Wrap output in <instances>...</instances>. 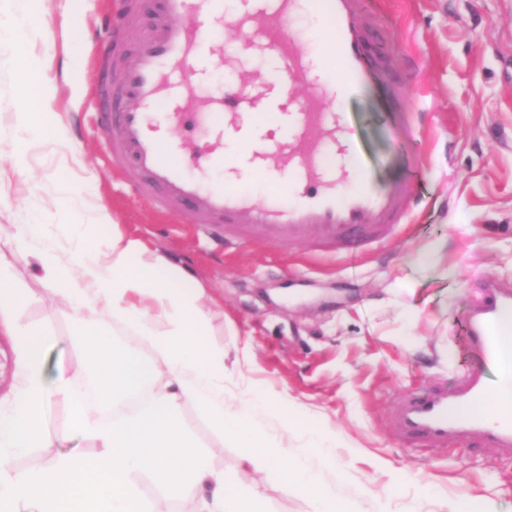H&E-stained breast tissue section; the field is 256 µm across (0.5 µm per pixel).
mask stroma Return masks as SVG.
<instances>
[{
  "label": "stroma",
  "mask_w": 512,
  "mask_h": 512,
  "mask_svg": "<svg viewBox=\"0 0 512 512\" xmlns=\"http://www.w3.org/2000/svg\"><path fill=\"white\" fill-rule=\"evenodd\" d=\"M117 7L118 0H47L51 35L31 37L30 51L55 79L53 106L71 148L63 156L31 149L23 173L9 155L24 85L13 50L0 45V192L11 200L0 206V225L33 218L44 234L65 242L73 224L68 203L80 193L204 281L224 300L210 318L209 343L247 352L224 376L226 406L248 394L272 405L291 403L294 427H281L262 410L255 421L292 457L306 454L308 432L335 433V463L320 465L319 473L335 484L349 512H401L408 503L415 512H448L463 494L512 512V460L468 439L445 447L413 442L394 432L390 416L404 394L455 384L467 358L460 323L479 296L480 280H512V0H375L394 58L414 55L421 69L406 111L381 106L373 90L340 109L375 183L414 176L417 196L409 224L354 259L258 240L227 249L133 193L104 149L98 83L112 72L104 50L109 36L120 32L126 52L136 53L151 5L135 0L119 28L112 23ZM74 12L84 19L76 35L68 24ZM221 41L222 51L195 64L196 111L221 124L212 99L227 91L248 107L282 112L277 61L247 51L232 23L224 24ZM228 53L237 67L225 68ZM412 138L418 146L405 150ZM21 273L31 294L20 319L52 338L46 376L64 368L82 385L86 360L69 337L68 309L43 301L35 265ZM182 417L210 448L212 467L237 473L268 512H316L279 475L242 467L239 449L220 444L196 405L186 404ZM67 418V406L48 405L46 444L20 457L18 466L36 467L73 450L93 454L79 436L59 437Z\"/></svg>",
  "instance_id": "obj_1"
}]
</instances>
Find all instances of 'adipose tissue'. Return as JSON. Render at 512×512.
<instances>
[{"label": "adipose tissue", "mask_w": 512, "mask_h": 512, "mask_svg": "<svg viewBox=\"0 0 512 512\" xmlns=\"http://www.w3.org/2000/svg\"><path fill=\"white\" fill-rule=\"evenodd\" d=\"M48 28L46 0H14L13 10L0 19V40L12 42L26 87L28 108L17 115L11 152L17 168L26 166L33 146H70L53 109V80L26 42ZM70 205L78 221L65 247L34 244L32 223L13 225L0 236V335L12 338L15 368L23 377L14 392L0 397V512H152L141 490L146 479L171 499L197 500L200 512H265L262 499L235 475L212 468L182 420L190 402L223 442L241 449L249 466L287 472L289 483L318 503V512H346L335 485L309 466L313 458L333 462L335 435L310 436L307 456L291 458L256 424V403L226 409L224 353L204 341L211 314L205 284L120 226L98 235L110 217L99 208L87 211L82 196L72 197ZM31 260L47 297L71 311V335L89 364L96 405L74 390L67 370L50 380L44 376L50 337L19 320L28 290L15 268ZM90 309L121 320L150 343L152 357L117 347L99 317H87ZM53 400L69 408L63 436L80 434L94 454L73 452L36 468H17L20 453L42 447L44 408Z\"/></svg>", "instance_id": "obj_1"}]
</instances>
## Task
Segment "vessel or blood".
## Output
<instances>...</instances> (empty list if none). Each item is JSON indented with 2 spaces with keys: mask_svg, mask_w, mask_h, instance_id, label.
<instances>
[{
  "mask_svg": "<svg viewBox=\"0 0 512 512\" xmlns=\"http://www.w3.org/2000/svg\"><path fill=\"white\" fill-rule=\"evenodd\" d=\"M366 0H240L232 21L251 51L274 57L283 79L303 80L308 50L293 34L300 13L313 14L325 40L323 66L314 92L303 98L283 93L287 132L273 133L260 152L272 185L264 199L242 189L235 164L223 153L200 155L186 140L166 139L167 129H198L190 92L169 112L153 108L165 82L189 73L203 44L212 43V23L224 18V0H158L154 25L140 52L126 56L120 45L107 49L118 61L113 85L101 90L103 123L111 124L106 149L114 167L132 173L135 192L156 207L184 215L201 228L223 231L227 240L257 238L293 246L309 237L353 256L367 244L389 238L405 223L416 181L407 178L374 189L372 176L338 105L342 98L376 84L387 64L379 51L381 33L365 17ZM224 127L239 124L240 98L220 97ZM223 167V180L207 171ZM357 186L342 191L348 181ZM478 304L464 318L460 335L478 362L462 366L453 388L410 394L395 405L393 428L431 445L465 437L488 443L512 457V284L486 281Z\"/></svg>",
  "mask_w": 512,
  "mask_h": 512,
  "instance_id": "vessel-or-blood-1",
  "label": "vessel or blood"
}]
</instances>
